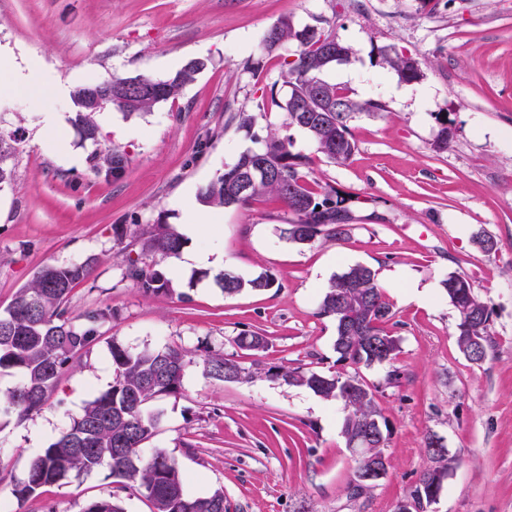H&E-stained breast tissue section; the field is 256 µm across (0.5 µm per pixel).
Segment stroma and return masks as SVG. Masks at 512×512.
I'll return each instance as SVG.
<instances>
[{"label":"stroma","instance_id":"1","mask_svg":"<svg viewBox=\"0 0 512 512\" xmlns=\"http://www.w3.org/2000/svg\"><path fill=\"white\" fill-rule=\"evenodd\" d=\"M284 16L299 28L329 21L354 54L324 80L385 105L350 120L357 150L342 165L289 131L312 159L311 178L351 197L354 219L341 240L295 244L281 236L288 213L266 197L187 227L200 187L252 145L239 113L265 103L268 124L285 120L268 100L297 45L258 52ZM0 45L18 65L40 59L72 89L205 63L176 99L150 112L97 113L96 146L71 125V101L57 104L66 121L57 136L39 131L30 104L0 111V127L21 136L17 177L0 189V309L43 266L93 254L99 262L72 291L71 315L108 313L99 343L74 360L47 406L22 425L0 421V469L9 475L0 497L109 388L116 340L133 351H186L183 389L162 400L165 417L144 448L166 449L190 494L223 490L225 512H397L430 464L432 435L456 464L424 512H512V0H0ZM381 46L417 57L420 79L373 63ZM442 116L454 140L437 152ZM98 148L123 154V169L94 162ZM161 220L184 232L186 251L219 244L225 268L247 279L269 273L275 287L229 295L201 268L175 273L170 258L162 269L174 274L173 293L144 295L120 276L122 249L135 228ZM485 234L496 250L480 249ZM355 264L376 270L393 306L388 328L401 351L391 380L379 367L338 363L334 323L318 314L334 276ZM452 274L467 277L492 313V349L478 365L456 343L458 314L443 286ZM245 330L265 336L266 349L239 350L234 339ZM210 353L238 361L247 377H208ZM273 366L346 373L369 386L388 425L386 477L352 497L343 402L270 378ZM112 494L126 512H151L106 468L44 487L15 512H82Z\"/></svg>","mask_w":512,"mask_h":512}]
</instances>
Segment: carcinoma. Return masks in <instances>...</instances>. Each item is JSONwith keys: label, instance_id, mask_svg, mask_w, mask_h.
Returning <instances> with one entry per match:
<instances>
[{"label": "carcinoma", "instance_id": "1", "mask_svg": "<svg viewBox=\"0 0 512 512\" xmlns=\"http://www.w3.org/2000/svg\"><path fill=\"white\" fill-rule=\"evenodd\" d=\"M290 41L296 42L299 50L284 81L288 91L281 96L276 89H270V102L285 113L284 127L302 130L317 153L330 163L343 164L357 149L348 126L351 115L382 112L385 104L377 99H355L345 88L322 79L328 67L349 61L353 51L317 26L298 29L290 18L283 17L266 30L259 49L270 54ZM384 62L406 82L421 77L420 61L412 55H386ZM203 66V61L191 60L168 78L151 79L148 86L142 84L140 76H113L102 83L80 86L72 94L73 126L82 141L97 145L100 130L95 112L88 107L90 91L102 95L112 92L104 104L125 114L149 112L155 105L177 98ZM239 117V127L250 133L254 146L200 188V202L245 208L261 195H272L294 216L283 231L287 240L308 244L320 236L342 239L352 221L351 210L334 187L310 177L311 157L294 151L291 137L276 128L266 126L263 135L254 132L257 116L242 112ZM453 140V128L445 118L433 148L446 151ZM19 144L17 133L0 130V189L14 181ZM256 157L264 160L267 176L249 182L245 189L241 176ZM133 235L139 252L135 258L125 257L121 280L133 282L146 295L171 292L172 281L159 264L179 256L186 239L170 224H153ZM145 256L152 258L151 263L143 261ZM97 262L96 256L87 255L46 265L9 306L0 310V374L17 377L14 385L0 389V417L19 425L38 414L74 358L100 340L98 322L108 313H89L80 322L69 312L71 292L93 276ZM214 280L226 294L245 288L265 291L276 284L275 278L266 273L245 279L232 271H221ZM444 288L458 313L459 349L470 356V337L477 336L482 355H487V304L461 275L449 276ZM318 315L333 319L334 351L342 362L366 367L390 365L400 352V337L384 328L394 316L392 304L369 266L352 265L336 276L320 302ZM235 344L241 350L258 352L265 349L266 340L243 331ZM110 354L112 386L87 401L81 414L41 448L24 478L11 481V494L17 503H24L40 494L43 487L73 474L107 468L123 489L140 493L151 504L152 512H224V492L217 489L206 496L189 494L179 465L166 451L156 448L150 458L143 456V445L155 436L164 417V409L157 402L182 389L190 365L185 352L171 346L133 352L114 340ZM205 366L207 374L219 381H238L246 374L239 362L221 353L208 356ZM267 375L288 385L305 387L325 400L342 401L346 415L341 432L347 441L359 435L360 424L383 421L374 393L354 376H327L300 368L269 369ZM425 448L431 465L410 493L421 509L433 502L449 474L448 453L435 454L428 444ZM83 512L124 509L111 495L89 502Z\"/></svg>", "mask_w": 512, "mask_h": 512}]
</instances>
